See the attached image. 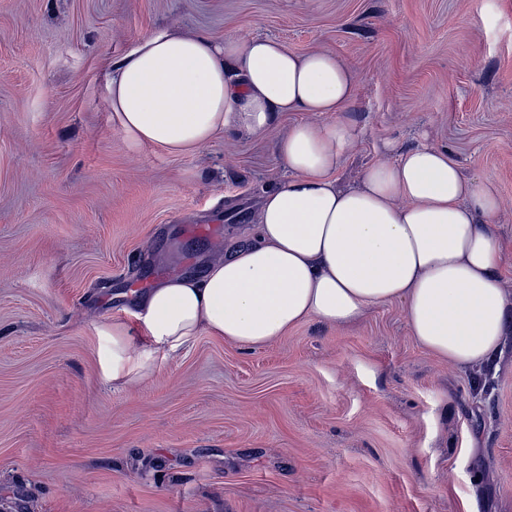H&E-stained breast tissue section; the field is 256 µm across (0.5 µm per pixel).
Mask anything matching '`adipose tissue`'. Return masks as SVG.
Returning a JSON list of instances; mask_svg holds the SVG:
<instances>
[{"label": "adipose tissue", "instance_id": "ef3b65f1", "mask_svg": "<svg viewBox=\"0 0 512 512\" xmlns=\"http://www.w3.org/2000/svg\"><path fill=\"white\" fill-rule=\"evenodd\" d=\"M355 93L335 54L299 55L264 37L164 30L113 62L112 117L135 146L194 152L221 132L261 134L287 112L310 118L275 144L290 176L266 192L252 235L202 276L135 297L143 350L124 321L99 324L106 381L144 379L204 332L255 350L305 320L343 325L393 301L436 357L463 370L499 357L512 334L493 229L499 197L427 146L369 166L360 187H339L334 172L353 136L343 113Z\"/></svg>", "mask_w": 512, "mask_h": 512}]
</instances>
